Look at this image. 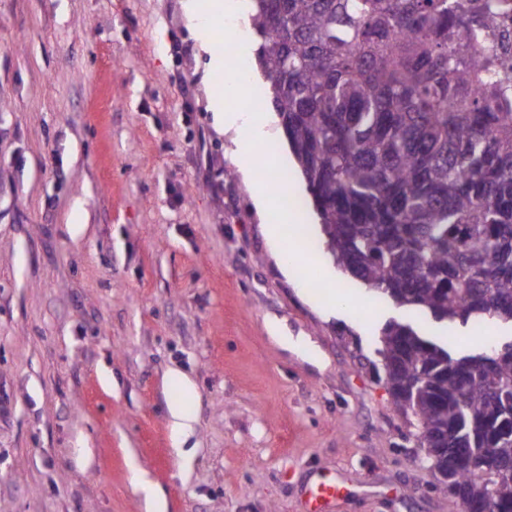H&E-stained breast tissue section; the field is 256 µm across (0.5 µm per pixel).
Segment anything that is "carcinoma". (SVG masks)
Returning <instances> with one entry per match:
<instances>
[{"label":"carcinoma","instance_id":"cac0c4a2","mask_svg":"<svg viewBox=\"0 0 512 512\" xmlns=\"http://www.w3.org/2000/svg\"><path fill=\"white\" fill-rule=\"evenodd\" d=\"M499 0H248L323 245L410 313L375 349L462 512H512V40ZM471 328L474 346L445 328ZM493 463L478 471L475 458Z\"/></svg>","mask_w":512,"mask_h":512}]
</instances>
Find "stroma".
<instances>
[{"label":"stroma","instance_id":"35a3bbf8","mask_svg":"<svg viewBox=\"0 0 512 512\" xmlns=\"http://www.w3.org/2000/svg\"><path fill=\"white\" fill-rule=\"evenodd\" d=\"M185 3L0 0V512H145L135 468L163 512H305L319 476L327 512H461L372 365L406 310L283 275ZM340 494V488L335 483L320 482L310 490L311 507L308 512H324L321 506L324 502L335 499Z\"/></svg>","mask_w":512,"mask_h":512}]
</instances>
